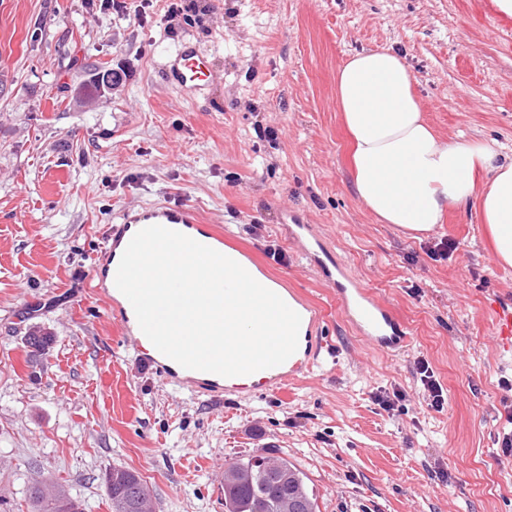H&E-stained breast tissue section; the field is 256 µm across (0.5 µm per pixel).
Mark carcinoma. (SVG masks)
<instances>
[{
	"mask_svg": "<svg viewBox=\"0 0 512 512\" xmlns=\"http://www.w3.org/2000/svg\"><path fill=\"white\" fill-rule=\"evenodd\" d=\"M111 68L91 70L95 89L115 81ZM51 334L30 332L26 344L32 360L42 356ZM112 512H146L149 491L133 471L112 467L104 477ZM28 512H85L82 501L58 484L35 482L26 489ZM224 512H316L307 478L282 456L263 451L229 463L224 468Z\"/></svg>",
	"mask_w": 512,
	"mask_h": 512,
	"instance_id": "obj_1",
	"label": "carcinoma"
}]
</instances>
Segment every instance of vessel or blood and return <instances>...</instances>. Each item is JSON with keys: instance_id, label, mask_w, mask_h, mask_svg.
Wrapping results in <instances>:
<instances>
[{"instance_id": "1", "label": "vessel or blood", "mask_w": 512, "mask_h": 512, "mask_svg": "<svg viewBox=\"0 0 512 512\" xmlns=\"http://www.w3.org/2000/svg\"><path fill=\"white\" fill-rule=\"evenodd\" d=\"M167 79L184 93L197 97L212 85L213 73L204 54L195 44L182 42L172 54L167 66ZM144 226L161 225L185 234L193 240L216 251L234 249L235 244L225 237L214 224L196 223L183 208L159 203L139 217ZM307 225H299L294 236L303 240L304 252L323 280L333 288L336 300L344 314L355 327L360 338L381 351L395 352L408 343L407 328L390 306L376 297L369 289L359 286L346 274L341 263L326 264L317 258L320 239H307ZM130 224H110L104 231L101 249L92 259L87 288L104 303V313L115 324L122 339L144 352V360L151 365L161 382L175 390L187 389L212 400L222 401L225 393L240 392L237 384H225L221 375L182 367L156 349H147V337L141 331L129 300L115 285V276L121 257L132 239ZM314 354L295 352L283 364L259 370L257 385L263 389L283 386L297 379L315 365Z\"/></svg>"}]
</instances>
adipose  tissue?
<instances>
[{
  "label": "adipose tissue",
  "mask_w": 512,
  "mask_h": 512,
  "mask_svg": "<svg viewBox=\"0 0 512 512\" xmlns=\"http://www.w3.org/2000/svg\"><path fill=\"white\" fill-rule=\"evenodd\" d=\"M412 86L410 69L388 50L355 54L336 73L358 200L379 223L415 238L473 201L490 254L512 267V161L486 143L439 137Z\"/></svg>",
  "instance_id": "obj_1"
}]
</instances>
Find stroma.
Instances as JSON below:
<instances>
[{
  "mask_svg": "<svg viewBox=\"0 0 512 512\" xmlns=\"http://www.w3.org/2000/svg\"><path fill=\"white\" fill-rule=\"evenodd\" d=\"M0 0V512H26L36 481L110 512L120 466L155 512H224L217 474L264 449L308 478L319 512H512V351L495 336L512 268L486 248L473 206L420 237L378 223L354 194L336 71L387 49L414 76L443 137L512 157V19L492 0ZM192 39L213 87L167 83ZM123 70L111 95L90 69ZM276 130L273 138L257 129ZM166 202L218 224L323 315L316 366L288 386L223 403L164 386L86 293L104 226ZM308 225L408 328L406 350L370 348L290 225ZM448 258L431 251L444 240ZM54 342L26 364L34 328ZM444 390L428 407L417 371ZM111 371L112 387L100 376ZM402 390L388 412L377 394Z\"/></svg>",
  "mask_w": 512,
  "mask_h": 512,
  "instance_id": "35a3bbf8",
  "label": "stroma"
}]
</instances>
